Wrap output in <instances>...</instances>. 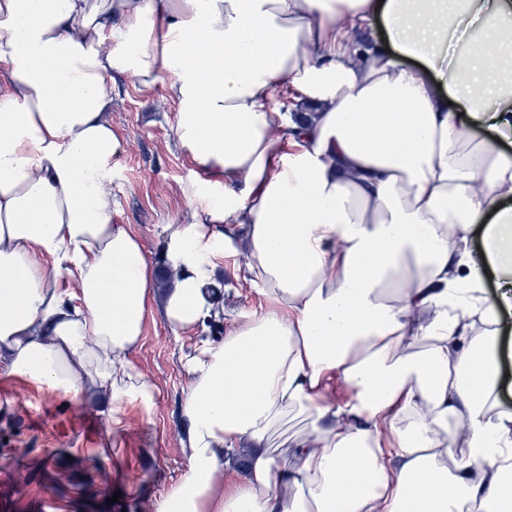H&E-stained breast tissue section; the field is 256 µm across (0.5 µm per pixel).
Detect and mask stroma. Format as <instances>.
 <instances>
[{"instance_id": "1", "label": "stroma", "mask_w": 512, "mask_h": 512, "mask_svg": "<svg viewBox=\"0 0 512 512\" xmlns=\"http://www.w3.org/2000/svg\"><path fill=\"white\" fill-rule=\"evenodd\" d=\"M112 128L124 150L112 160V220L140 235L161 262L164 228L188 224L202 171L179 147L175 105L162 87L142 90L112 77ZM245 252L224 261V314L195 331L174 332L154 312L130 359L154 385L151 407L126 403L122 428L110 432L100 397L79 396L0 375V512H156L188 467L181 403L190 382L183 359L195 341L218 340L242 309L263 305L238 278Z\"/></svg>"}]
</instances>
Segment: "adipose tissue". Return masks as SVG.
Returning a JSON list of instances; mask_svg holds the SVG:
<instances>
[{"mask_svg": "<svg viewBox=\"0 0 512 512\" xmlns=\"http://www.w3.org/2000/svg\"><path fill=\"white\" fill-rule=\"evenodd\" d=\"M511 60L512 0H0V372L151 406L147 317L218 316L242 235L266 304L186 354L157 512H512ZM116 71L164 84L204 172L159 265L112 221ZM499 329V347L501 356L502 392L500 404L502 409L512 410V356H508L509 346L512 350V314L504 313L501 317Z\"/></svg>", "mask_w": 512, "mask_h": 512, "instance_id": "ef3b65f1", "label": "adipose tissue"}]
</instances>
